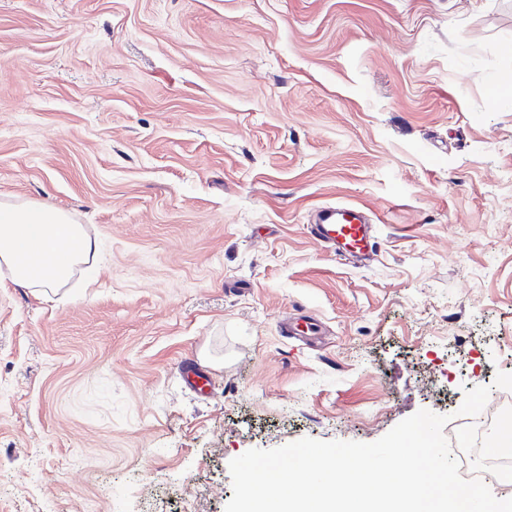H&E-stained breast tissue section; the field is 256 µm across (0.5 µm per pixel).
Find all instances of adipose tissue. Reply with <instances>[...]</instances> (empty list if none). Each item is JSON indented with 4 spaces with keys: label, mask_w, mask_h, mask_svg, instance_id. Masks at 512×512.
I'll return each instance as SVG.
<instances>
[{
    "label": "adipose tissue",
    "mask_w": 512,
    "mask_h": 512,
    "mask_svg": "<svg viewBox=\"0 0 512 512\" xmlns=\"http://www.w3.org/2000/svg\"><path fill=\"white\" fill-rule=\"evenodd\" d=\"M96 250L95 241L64 210L0 202V264L16 285L54 288Z\"/></svg>",
    "instance_id": "1"
}]
</instances>
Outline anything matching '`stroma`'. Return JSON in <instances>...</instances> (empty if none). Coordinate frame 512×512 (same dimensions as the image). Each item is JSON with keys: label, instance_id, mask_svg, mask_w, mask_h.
Returning a JSON list of instances; mask_svg holds the SVG:
<instances>
[{"label": "stroma", "instance_id": "obj_1", "mask_svg": "<svg viewBox=\"0 0 512 512\" xmlns=\"http://www.w3.org/2000/svg\"><path fill=\"white\" fill-rule=\"evenodd\" d=\"M511 69L512 0H0V201L97 243L0 281V512H225L247 450L512 393ZM311 235L339 258L366 262L377 255L378 236L364 211L356 206H328L316 211Z\"/></svg>", "mask_w": 512, "mask_h": 512}]
</instances>
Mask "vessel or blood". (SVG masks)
<instances>
[{"label":"vessel or blood","instance_id":"b4317fda","mask_svg":"<svg viewBox=\"0 0 512 512\" xmlns=\"http://www.w3.org/2000/svg\"><path fill=\"white\" fill-rule=\"evenodd\" d=\"M310 233L337 257L355 262L369 261L378 251L379 242L374 225L364 211L355 206L318 209Z\"/></svg>","mask_w":512,"mask_h":512}]
</instances>
